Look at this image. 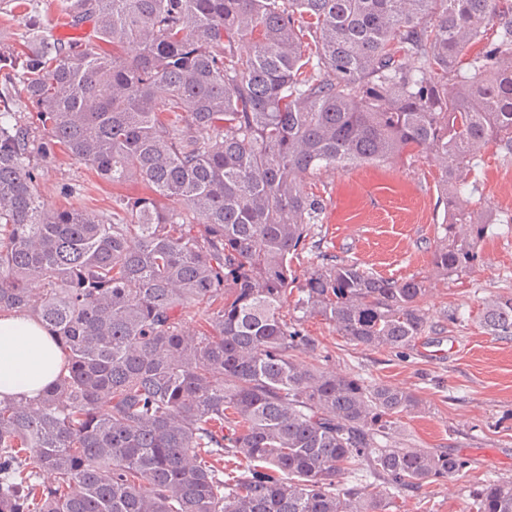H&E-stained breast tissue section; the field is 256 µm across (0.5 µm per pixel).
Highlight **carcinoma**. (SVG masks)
Instances as JSON below:
<instances>
[{
  "mask_svg": "<svg viewBox=\"0 0 512 512\" xmlns=\"http://www.w3.org/2000/svg\"><path fill=\"white\" fill-rule=\"evenodd\" d=\"M28 5L23 50L0 48V101L18 90L36 109H0V310L53 332L69 374L0 401V512H389L464 470L395 438L416 393L303 360L315 343L283 308L322 210L304 178L327 167L430 151L446 201L433 265L472 267L488 220L469 178L488 145L512 153V8L61 0L86 31L62 42ZM62 155L151 194L110 217L52 208L38 181ZM425 293L331 259L295 308L399 351L427 328ZM481 322L512 338V297ZM471 499L512 512V481Z\"/></svg>",
  "mask_w": 512,
  "mask_h": 512,
  "instance_id": "1",
  "label": "carcinoma"
}]
</instances>
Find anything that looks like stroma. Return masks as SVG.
Instances as JSON below:
<instances>
[{
  "mask_svg": "<svg viewBox=\"0 0 512 512\" xmlns=\"http://www.w3.org/2000/svg\"><path fill=\"white\" fill-rule=\"evenodd\" d=\"M475 176L471 208L497 221L485 228L477 262L449 277L433 266L445 203L431 154L328 169L308 183L309 191L325 200L314 226L322 252L385 277L418 276L428 288L426 331L413 348L400 352L354 348L321 318L288 311L315 340L322 366L420 397L422 409L402 416L398 439L467 459L463 472L402 493L392 512H469L470 487L488 479L512 480V340L492 336L480 322L486 300L512 296V156L489 146ZM64 183L79 186L85 206L97 215L111 213L115 198L133 191L66 159L41 179L43 200L65 206L59 192ZM446 310L458 313V321L444 319Z\"/></svg>",
  "mask_w": 512,
  "mask_h": 512,
  "instance_id": "stroma-1",
  "label": "stroma"
}]
</instances>
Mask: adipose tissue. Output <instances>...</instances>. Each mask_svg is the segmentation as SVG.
Here are the masks:
<instances>
[{
    "mask_svg": "<svg viewBox=\"0 0 512 512\" xmlns=\"http://www.w3.org/2000/svg\"><path fill=\"white\" fill-rule=\"evenodd\" d=\"M53 334L33 316L0 312V400L34 399L63 372Z\"/></svg>",
    "mask_w": 512,
    "mask_h": 512,
    "instance_id": "obj_1",
    "label": "adipose tissue"
}]
</instances>
